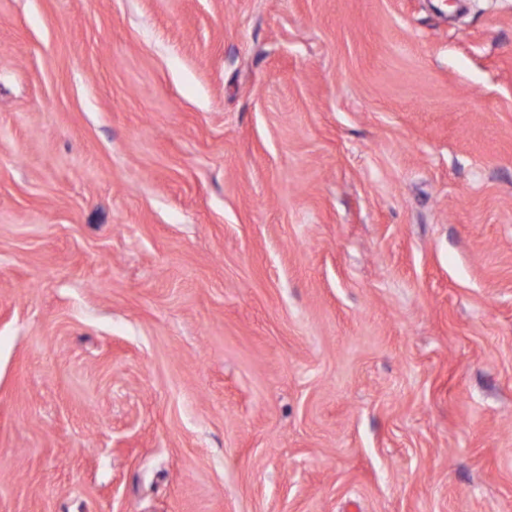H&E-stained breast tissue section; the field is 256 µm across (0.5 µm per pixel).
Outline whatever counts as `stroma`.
Returning a JSON list of instances; mask_svg holds the SVG:
<instances>
[{
	"instance_id": "obj_1",
	"label": "stroma",
	"mask_w": 512,
	"mask_h": 512,
	"mask_svg": "<svg viewBox=\"0 0 512 512\" xmlns=\"http://www.w3.org/2000/svg\"><path fill=\"white\" fill-rule=\"evenodd\" d=\"M0 512H512V0H0Z\"/></svg>"
}]
</instances>
